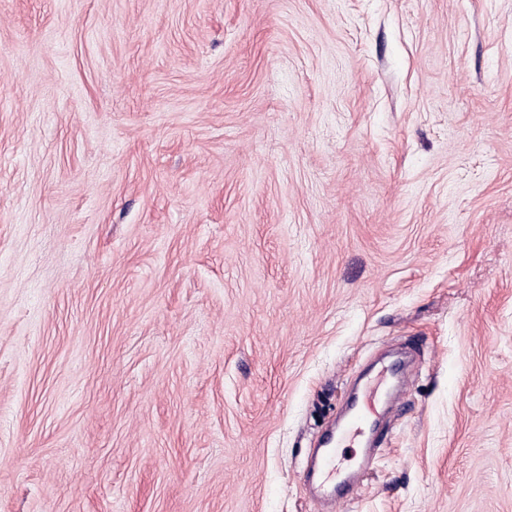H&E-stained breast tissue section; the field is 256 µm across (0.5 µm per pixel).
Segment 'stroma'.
<instances>
[{"instance_id":"obj_1","label":"stroma","mask_w":512,"mask_h":512,"mask_svg":"<svg viewBox=\"0 0 512 512\" xmlns=\"http://www.w3.org/2000/svg\"><path fill=\"white\" fill-rule=\"evenodd\" d=\"M512 512V0H0V512ZM379 403L373 394H364L358 398L355 403L357 409L352 416L347 429L348 434L362 433L367 423H373L380 415L378 411Z\"/></svg>"}]
</instances>
